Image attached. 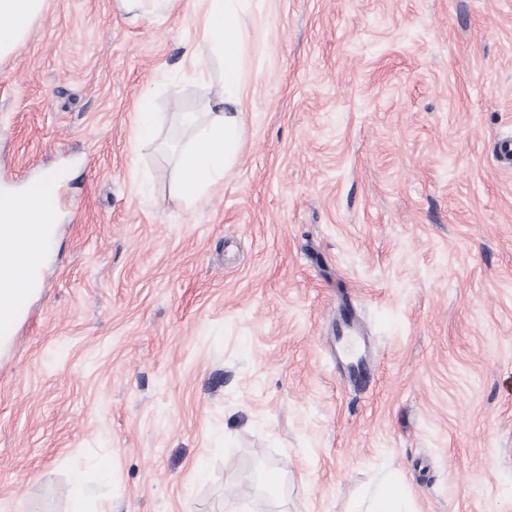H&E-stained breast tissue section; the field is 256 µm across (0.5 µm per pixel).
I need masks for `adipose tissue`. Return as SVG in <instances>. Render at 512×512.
Here are the masks:
<instances>
[{"mask_svg":"<svg viewBox=\"0 0 512 512\" xmlns=\"http://www.w3.org/2000/svg\"><path fill=\"white\" fill-rule=\"evenodd\" d=\"M249 0H204L200 51L219 52L224 63V109L199 115L183 112L180 123L193 137L178 155L177 194L185 203L201 200L236 162L243 145L246 116L241 51ZM44 0H0V57L13 53L29 37ZM56 210L49 187L0 197V225L7 227L21 256L10 271L13 301L35 292L39 263L54 232Z\"/></svg>","mask_w":512,"mask_h":512,"instance_id":"obj_1","label":"adipose tissue"}]
</instances>
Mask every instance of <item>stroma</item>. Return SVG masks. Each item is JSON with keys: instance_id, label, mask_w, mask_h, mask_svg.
Instances as JSON below:
<instances>
[{"instance_id": "obj_1", "label": "stroma", "mask_w": 512, "mask_h": 512, "mask_svg": "<svg viewBox=\"0 0 512 512\" xmlns=\"http://www.w3.org/2000/svg\"><path fill=\"white\" fill-rule=\"evenodd\" d=\"M201 16L45 0L0 59V196L71 171L0 344V512H70L78 469L87 512H348L388 478L406 512H512V0H250L244 146L188 205ZM155 132V113L150 112L149 100L141 97L137 103L135 136L137 139H147Z\"/></svg>"}]
</instances>
